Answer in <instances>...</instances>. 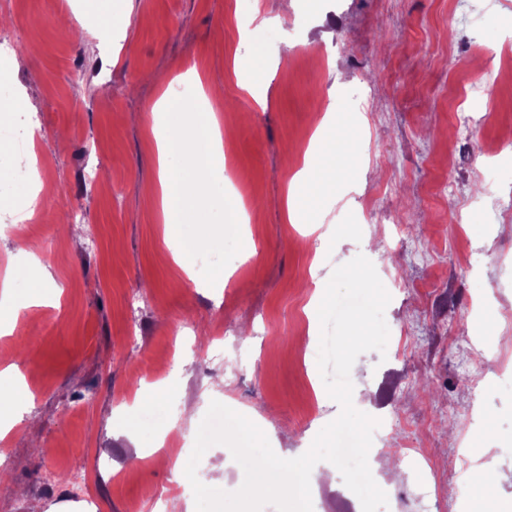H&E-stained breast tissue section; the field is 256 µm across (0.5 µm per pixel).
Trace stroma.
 <instances>
[{"instance_id": "35a3bbf8", "label": "stroma", "mask_w": 512, "mask_h": 512, "mask_svg": "<svg viewBox=\"0 0 512 512\" xmlns=\"http://www.w3.org/2000/svg\"><path fill=\"white\" fill-rule=\"evenodd\" d=\"M12 0L0 34L26 67L4 68L24 109L48 129L39 149L56 186L46 215L0 236V286L22 310L0 357L16 364L23 396L0 399V446L13 457L0 502L27 512L93 503L96 512H152L176 494L166 459L139 458L160 434L191 454L211 401L252 415L283 458L310 447L337 417L317 357L313 285L366 256L391 296L385 352L358 356L354 406L379 419L401 468L382 512H458L450 485L464 464L494 475L479 512H512V151L486 154L512 132V87L483 74L512 37V0ZM269 22L242 39L253 14ZM113 19L112 41L95 39ZM267 65L266 105L241 81ZM166 73L169 86L156 85ZM199 73L224 102V173L201 189L182 227L190 259L223 274L203 287L173 259L159 209L158 129L201 134ZM172 103L161 116L160 95ZM352 135L360 167L326 189L317 222L289 220L288 186L316 143L326 111ZM497 165L495 183L480 170ZM248 201V216L225 197ZM459 209L461 224L448 221ZM47 243L31 253L20 241ZM182 368L165 382L156 368ZM224 387L205 397L214 381ZM146 393L153 419L134 403ZM499 436L485 442L479 416ZM492 452H485V445ZM428 460H420L419 449ZM90 473L72 487L74 466ZM313 512H362L342 476L311 491Z\"/></svg>"}]
</instances>
